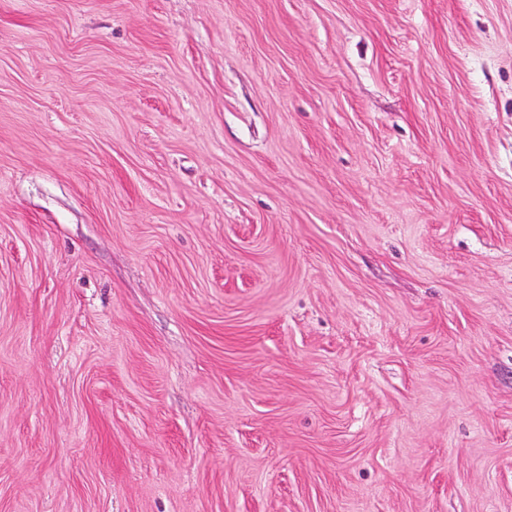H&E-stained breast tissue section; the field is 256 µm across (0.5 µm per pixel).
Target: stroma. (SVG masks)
Returning a JSON list of instances; mask_svg holds the SVG:
<instances>
[{
  "instance_id": "stroma-1",
  "label": "stroma",
  "mask_w": 512,
  "mask_h": 512,
  "mask_svg": "<svg viewBox=\"0 0 512 512\" xmlns=\"http://www.w3.org/2000/svg\"><path fill=\"white\" fill-rule=\"evenodd\" d=\"M0 512H512V0H0Z\"/></svg>"
}]
</instances>
